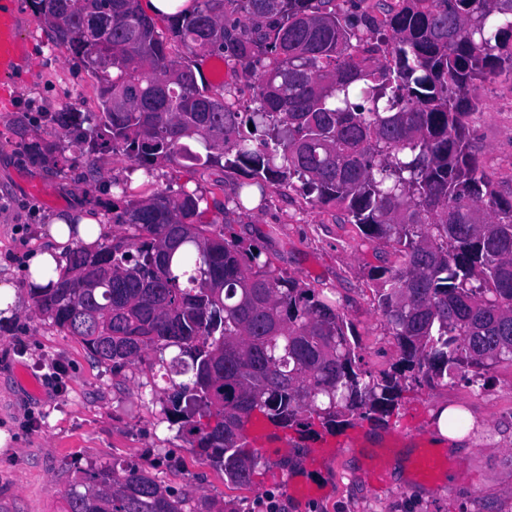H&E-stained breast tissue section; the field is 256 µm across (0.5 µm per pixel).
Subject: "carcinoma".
Instances as JSON below:
<instances>
[{
	"mask_svg": "<svg viewBox=\"0 0 512 512\" xmlns=\"http://www.w3.org/2000/svg\"><path fill=\"white\" fill-rule=\"evenodd\" d=\"M166 31L138 0H29L52 42L97 80L98 111L49 115L56 140L30 156L96 181L120 154L154 178L159 160L241 174L220 205L199 188L146 197L128 182L105 224L131 235L71 248L69 271L33 288L35 311L80 337L98 360L133 364L152 351L168 384L166 419L236 488L263 454L243 421L327 432L384 421L411 380L484 388L512 364V200L482 169L468 118L478 83L512 80V0H193ZM241 14V23L232 16ZM259 76L257 106L198 83L196 57ZM75 156L66 155V148ZM300 183L315 206L390 245L399 264L369 272L400 357L362 368L337 302L302 287L210 209L247 212L271 185ZM64 512H212L134 464L93 469Z\"/></svg>",
	"mask_w": 512,
	"mask_h": 512,
	"instance_id": "1",
	"label": "carcinoma"
}]
</instances>
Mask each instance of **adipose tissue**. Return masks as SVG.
I'll return each instance as SVG.
<instances>
[{"label":"adipose tissue","instance_id":"ef3b65f1","mask_svg":"<svg viewBox=\"0 0 512 512\" xmlns=\"http://www.w3.org/2000/svg\"><path fill=\"white\" fill-rule=\"evenodd\" d=\"M105 232V225L96 215L82 205H74L70 213L52 217L45 246L28 254L22 270L30 283L48 285L50 276L59 275L66 267V246L71 240L92 247Z\"/></svg>","mask_w":512,"mask_h":512}]
</instances>
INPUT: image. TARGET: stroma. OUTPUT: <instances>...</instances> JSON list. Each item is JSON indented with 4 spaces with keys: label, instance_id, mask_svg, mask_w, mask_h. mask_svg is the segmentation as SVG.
Returning a JSON list of instances; mask_svg holds the SVG:
<instances>
[{
    "label": "stroma",
    "instance_id": "obj_1",
    "mask_svg": "<svg viewBox=\"0 0 512 512\" xmlns=\"http://www.w3.org/2000/svg\"><path fill=\"white\" fill-rule=\"evenodd\" d=\"M23 23L30 52L26 73L17 75L8 103H0V259L20 268L26 255L42 247L50 218L84 197L95 215L110 199L112 180L140 188L138 173L121 155L101 157V181L82 180L79 170L60 172L31 162L24 146L51 138L47 113L64 104L91 112L96 81L65 49L56 47L26 0H12ZM480 108L470 122L484 170L498 194L512 197V81L490 78L478 86ZM219 172L160 163L152 188L174 191L181 185L210 191ZM223 179V178H220ZM233 196L238 176L223 179ZM233 230L257 245L285 275L333 294L361 345L362 366L387 369L398 349L384 326L368 278L371 269L394 266L398 256L370 240L333 207L312 206L300 190L271 186L261 209L238 212ZM8 328L0 330V428L13 436L0 450V512H63L77 471L118 461L133 463L162 485L205 496L238 512H512V365L489 373L486 388L464 383L419 386L404 391L388 422L373 426L383 441L358 446L327 471L330 493L307 503L290 492L304 472L306 446L288 459L266 458L256 485L233 489L221 472L202 462L178 425L166 420V383L148 363L124 367L97 360L80 338L35 314L30 291L18 287ZM443 405L469 411L473 423L466 448H449V460L462 461L465 480L411 485L408 469L394 458L407 442L432 448L434 414ZM386 470L374 481L372 467Z\"/></svg>",
    "mask_w": 512,
    "mask_h": 512
}]
</instances>
